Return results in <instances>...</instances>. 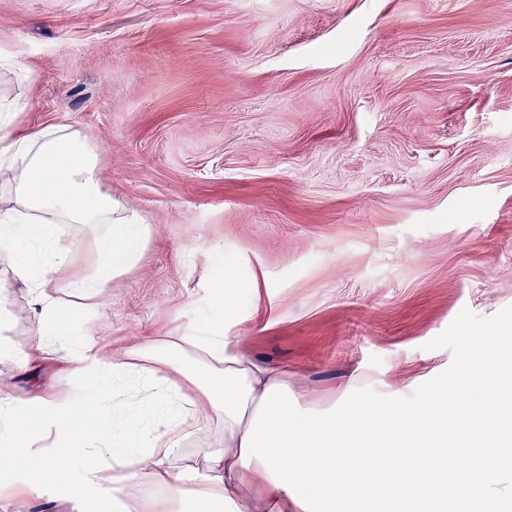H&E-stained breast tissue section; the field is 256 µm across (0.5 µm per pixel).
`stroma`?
Segmentation results:
<instances>
[{
	"mask_svg": "<svg viewBox=\"0 0 512 512\" xmlns=\"http://www.w3.org/2000/svg\"><path fill=\"white\" fill-rule=\"evenodd\" d=\"M0 94L83 132L147 226L93 320L114 353L220 320L325 408L412 394L462 309L512 306V0H0Z\"/></svg>",
	"mask_w": 512,
	"mask_h": 512,
	"instance_id": "obj_1",
	"label": "stroma"
}]
</instances>
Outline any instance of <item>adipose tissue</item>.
Here are the masks:
<instances>
[{
    "instance_id": "obj_1",
    "label": "adipose tissue",
    "mask_w": 512,
    "mask_h": 512,
    "mask_svg": "<svg viewBox=\"0 0 512 512\" xmlns=\"http://www.w3.org/2000/svg\"><path fill=\"white\" fill-rule=\"evenodd\" d=\"M16 109L0 98V173L12 202L0 210V256L38 306L42 332L68 337L72 383L51 394L0 385V494L49 479L64 491L46 512H65L77 497L103 512H181L187 499L207 512H303L259 461L245 467L240 458L265 389L287 383V372L242 356L220 326L150 336L113 354L91 319L110 277L141 258L147 227L104 188L98 153L80 131L10 130ZM62 224L98 229L97 274L72 273ZM60 281L67 296L51 291ZM212 418L223 431L205 466L179 463ZM75 457L84 468L71 490L64 482Z\"/></svg>"
}]
</instances>
